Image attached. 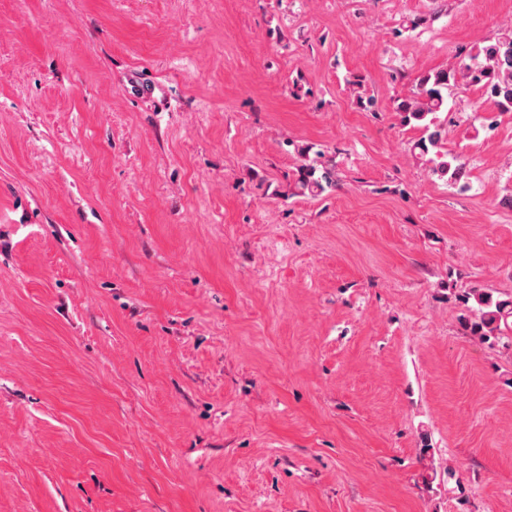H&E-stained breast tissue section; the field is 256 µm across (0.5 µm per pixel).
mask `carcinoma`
I'll use <instances>...</instances> for the list:
<instances>
[{
  "instance_id": "cac0c4a2",
  "label": "carcinoma",
  "mask_w": 512,
  "mask_h": 512,
  "mask_svg": "<svg viewBox=\"0 0 512 512\" xmlns=\"http://www.w3.org/2000/svg\"><path fill=\"white\" fill-rule=\"evenodd\" d=\"M480 88L501 112H512V28L491 43L477 48L457 65L420 76L412 94L394 101L393 110L402 121L419 123L425 132L414 148L426 159L432 174L448 185L463 184L467 164L458 154L443 150L444 127L438 118L448 102V90L459 82ZM335 186V172L326 161L315 160L298 169L296 192L317 196ZM473 301L461 325L483 341L496 340L512 332V298L495 299L489 292L472 289L464 301Z\"/></svg>"
}]
</instances>
